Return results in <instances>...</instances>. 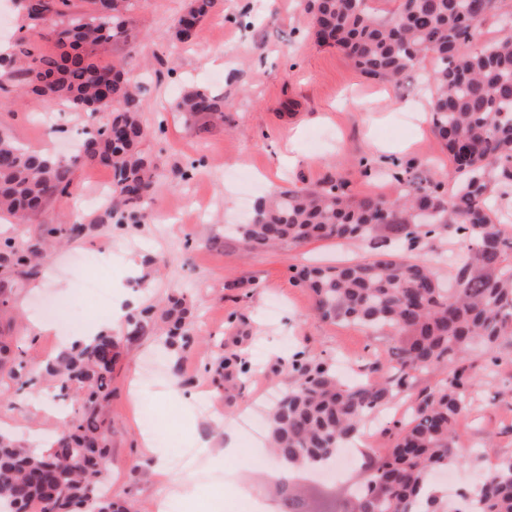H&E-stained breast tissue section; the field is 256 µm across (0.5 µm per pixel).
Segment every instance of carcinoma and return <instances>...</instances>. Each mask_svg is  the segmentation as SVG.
Returning a JSON list of instances; mask_svg holds the SVG:
<instances>
[{"label":"carcinoma","mask_w":512,"mask_h":512,"mask_svg":"<svg viewBox=\"0 0 512 512\" xmlns=\"http://www.w3.org/2000/svg\"><path fill=\"white\" fill-rule=\"evenodd\" d=\"M139 0H87L89 12L68 17L71 0H23L33 37L62 49L34 53L22 37L13 53L21 89L82 112H101L114 138L63 160L29 151L0 136V215L24 218L53 198L72 193L81 166L112 171L110 216L117 226L149 221L141 204L156 190V166L142 149L147 129L134 79L119 62L98 55L129 37ZM215 0H190L173 23L189 39L212 12ZM316 42L342 51L353 67L375 81H398L425 56L433 59V132L451 161L445 182L413 171L388 172L392 197L353 199L344 182L330 179L315 188L275 190L259 199L250 220L234 233L253 251L299 247L315 239L363 241L377 253L338 266L293 268L292 280L314 297L315 316L388 332L393 373L354 382L341 380L324 363L292 365L294 385L268 413L274 456L288 470L311 472L336 463L345 446L370 418L411 392L418 375H446L423 388L400 418L386 422L392 437L384 455L364 456L367 479L347 498L329 503L304 495L282 475L280 512H445L431 473L462 468L497 444L488 437L468 454L460 452L458 429L471 410L478 383L473 351L481 348L492 366L512 364V225L496 217L512 199V10L505 0H399L383 10L377 0H302ZM500 23V37L480 42L482 25ZM186 122L205 131L224 126V97L190 87L176 102ZM430 204L425 224L415 219ZM86 224H41L23 241L0 239V318L14 320L13 296L37 276L43 249L81 237ZM464 247L463 256L441 273V262L415 254L424 239L445 232ZM155 308L126 320V338L145 335ZM167 322L161 343L170 352L195 341L191 310L171 296L161 313ZM120 357L110 332L90 343L66 347L45 367L58 381L60 398L75 388L84 394L48 449L33 450L0 433V512H127L102 494L108 459L112 372ZM0 374L18 389L33 384L24 351L0 333ZM467 512H512V448L495 452L484 480L461 493Z\"/></svg>","instance_id":"1"}]
</instances>
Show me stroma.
Segmentation results:
<instances>
[{
    "mask_svg": "<svg viewBox=\"0 0 512 512\" xmlns=\"http://www.w3.org/2000/svg\"><path fill=\"white\" fill-rule=\"evenodd\" d=\"M189 0H142L136 10L135 36L110 52L141 86L143 121L149 131L143 148L158 166V188L147 211L174 209L169 223L115 227L104 207L88 203L99 181H111L102 167L84 166L74 174L70 196L54 200L37 215L0 221V239L28 238L42 224L88 225V232L48 255L46 275L29 281L15 297L20 317L12 328L32 364L52 360L63 339L90 328L101 317L92 301L76 288L87 277L75 256L120 253L99 285L110 305L139 292L141 305L169 294L191 301L193 333L198 341L163 357L165 380L144 391L134 406L130 390L142 366L155 356L164 324L135 341L124 331L116 340L123 352L112 377L109 431L112 497L131 512H156L170 494L176 512H277V480L264 439L250 440L240 423L263 414L272 398L293 383L294 359L336 366L348 380L372 368L389 371V336L371 334L348 323L315 317L314 299L291 279L293 267L336 264L370 256L368 245L313 240L296 248L254 252L224 227L248 220L243 193L258 184L260 193L278 187L315 186L336 178L347 182L356 198L391 196L395 186L378 177L391 162L415 165L445 177L451 162L435 137L424 77L433 67L424 60L402 80L382 83L360 74L338 49L319 45L299 0H217L192 39L178 41L171 30ZM200 86L224 98V127L204 131L185 123L174 109L183 90ZM17 87L0 75V134L30 150H75L98 115L65 104L48 106L32 96L13 102ZM190 179H182L183 171ZM168 265L155 271L152 259ZM144 270L130 276L132 263ZM67 297L78 306L76 326L48 325L38 316L52 299ZM229 366H222V359ZM512 379V365H502L498 384L476 393L459 438L478 442L486 432L512 445V395L500 383ZM12 391L0 405V428L22 439L55 433L61 423L47 396L31 399ZM155 416L141 425L142 411ZM234 439L233 453L217 458L219 446ZM192 449L186 462L173 461L179 449ZM160 456L167 476L155 478L143 464L145 452Z\"/></svg>",
    "mask_w": 512,
    "mask_h": 512,
    "instance_id": "stroma-1",
    "label": "stroma"
}]
</instances>
